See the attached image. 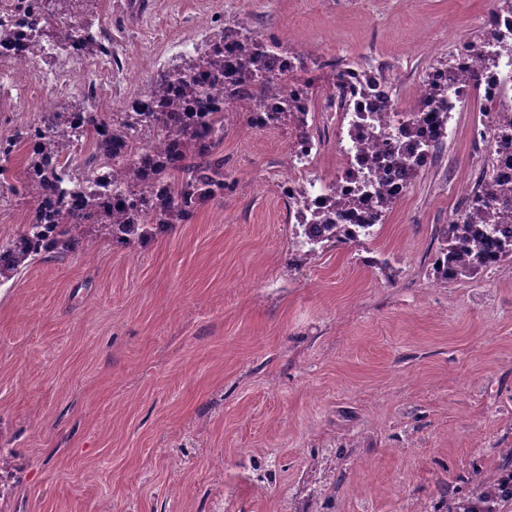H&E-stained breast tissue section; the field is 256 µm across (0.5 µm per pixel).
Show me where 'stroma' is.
<instances>
[{
	"label": "stroma",
	"mask_w": 512,
	"mask_h": 512,
	"mask_svg": "<svg viewBox=\"0 0 512 512\" xmlns=\"http://www.w3.org/2000/svg\"><path fill=\"white\" fill-rule=\"evenodd\" d=\"M489 0H94L111 112L245 16L325 66L370 65L413 110L430 70L483 30ZM480 115L374 239L295 249L278 181L292 123L224 115L235 186L134 250L91 246L0 278V512H448L512 474V263L434 272L488 148ZM17 189L0 239L22 234ZM392 270L384 272L381 260Z\"/></svg>",
	"instance_id": "35a3bbf8"
}]
</instances>
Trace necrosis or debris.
<instances>
[{
    "label": "necrosis or debris",
    "mask_w": 512,
    "mask_h": 512,
    "mask_svg": "<svg viewBox=\"0 0 512 512\" xmlns=\"http://www.w3.org/2000/svg\"><path fill=\"white\" fill-rule=\"evenodd\" d=\"M29 2L0 0V20L15 33L9 48L0 52L9 65L7 75L0 76V105L12 101L17 80L25 78L41 93L43 108L48 112L60 110L67 98L76 94L97 103L104 101L112 93L111 54L100 57L91 71L61 69L48 51L30 47L25 37L32 16ZM490 18L494 36L484 54L476 56L462 49L451 59L458 76L448 84L447 106L430 100L424 106V114L404 112L391 98L383 78L345 74L342 85L360 83L365 87L364 93L352 96L350 111L367 116L368 121L356 125L352 137L338 139L337 152L355 165L367 146L382 155L400 143L429 145L437 135L446 133V113L461 111L473 99L484 113L480 137L488 143L492 156L482 174L493 183L498 203L512 204V151L500 150L497 143L499 117L512 113V0H492ZM364 173L370 182L367 196H359L357 182L347 171L340 170L323 187L310 190L309 204L316 207L333 196L356 198V205L344 212L342 221L367 224L379 195L387 193L399 198L408 189L403 171L392 163L365 168Z\"/></svg>",
    "instance_id": "necrosis-or-debris-1"
}]
</instances>
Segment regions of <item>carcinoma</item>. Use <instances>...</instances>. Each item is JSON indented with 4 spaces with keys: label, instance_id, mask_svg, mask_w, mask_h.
Wrapping results in <instances>:
<instances>
[{
    "label": "carcinoma",
    "instance_id": "obj_1",
    "mask_svg": "<svg viewBox=\"0 0 512 512\" xmlns=\"http://www.w3.org/2000/svg\"><path fill=\"white\" fill-rule=\"evenodd\" d=\"M73 2L45 0L47 17L30 24L29 42L41 47L44 35L56 51L71 47L82 56L106 51L87 28L59 25L72 17ZM229 42L235 52L229 64L233 77L227 81L224 50ZM278 48L234 20L198 55L156 79L146 95L155 105L152 112L96 114L84 126L68 125L60 112H44L39 142H31L29 125L0 138V176L9 173L20 145L31 147L24 188L34 207L23 233L0 242V276L16 274L38 258L67 256L98 226L114 245L145 244L156 230L185 221L201 204L224 197L231 183L224 174V158L214 153L224 141L222 103L279 100L282 107L270 112L264 125L288 118L295 123L299 139L311 142L310 101L281 95L282 85L293 79L292 72L268 75ZM89 131L94 132V152L77 170L73 159ZM306 193L305 187H299L288 210L295 211L296 246L308 255L324 242L346 244L372 236L374 226L395 202L393 196L379 197L369 224H339L336 214L354 200L332 197L329 206L310 212L304 207ZM504 224H512L511 207L496 212L466 207L443 232L437 274L445 280L471 278L483 268L512 262V237L503 233ZM505 499L512 500V483L496 485L479 503L487 506Z\"/></svg>",
    "mask_w": 512,
    "mask_h": 512
}]
</instances>
